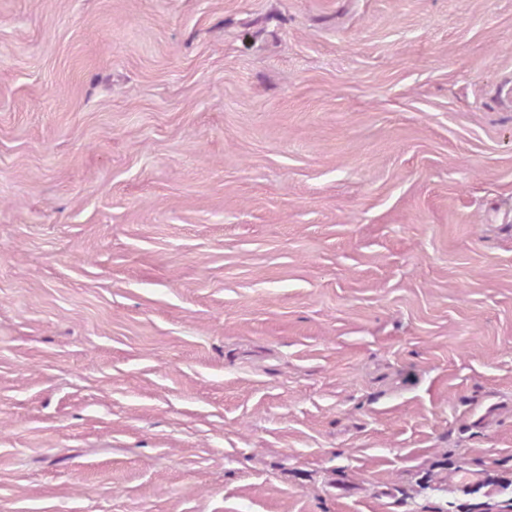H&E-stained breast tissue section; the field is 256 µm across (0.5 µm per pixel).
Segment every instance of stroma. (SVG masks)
Returning <instances> with one entry per match:
<instances>
[{
    "label": "stroma",
    "mask_w": 512,
    "mask_h": 512,
    "mask_svg": "<svg viewBox=\"0 0 512 512\" xmlns=\"http://www.w3.org/2000/svg\"><path fill=\"white\" fill-rule=\"evenodd\" d=\"M0 512H512V0H0Z\"/></svg>",
    "instance_id": "35a3bbf8"
}]
</instances>
